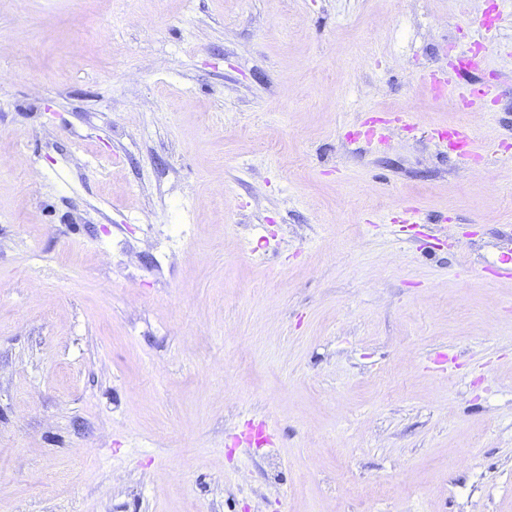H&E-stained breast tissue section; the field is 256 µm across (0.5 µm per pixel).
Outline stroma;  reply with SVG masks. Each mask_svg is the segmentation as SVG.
Returning a JSON list of instances; mask_svg holds the SVG:
<instances>
[{"mask_svg":"<svg viewBox=\"0 0 512 512\" xmlns=\"http://www.w3.org/2000/svg\"><path fill=\"white\" fill-rule=\"evenodd\" d=\"M492 3L0 0V512H512ZM490 48L491 45L483 47L484 52L482 54L469 52L459 55L460 62L455 67V73L460 78H468V84L457 87V100L461 111H481L493 94L490 85L469 79L473 74L484 70L487 62V52ZM451 139L450 147L460 153L465 158L480 156V149L473 138L468 127H456L448 129L440 134L442 140Z\"/></svg>","mask_w":512,"mask_h":512,"instance_id":"1","label":"stroma"}]
</instances>
